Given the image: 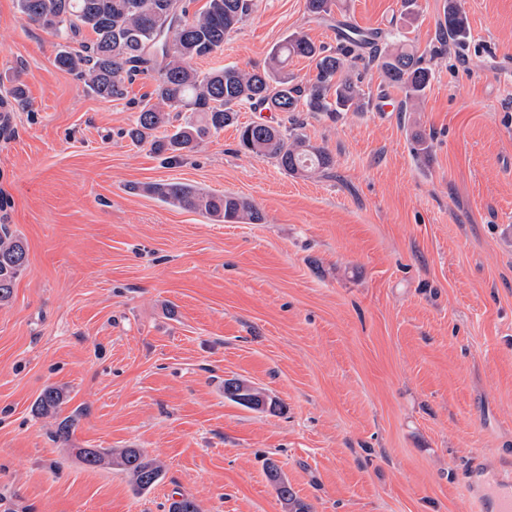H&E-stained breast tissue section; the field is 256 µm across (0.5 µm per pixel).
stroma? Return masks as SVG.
<instances>
[{"instance_id":"1","label":"stroma","mask_w":512,"mask_h":512,"mask_svg":"<svg viewBox=\"0 0 512 512\" xmlns=\"http://www.w3.org/2000/svg\"><path fill=\"white\" fill-rule=\"evenodd\" d=\"M446 0L405 30L432 80L413 112L300 113L332 170L292 176L225 127L176 163L126 134L153 80L105 102L55 64L58 38L0 0V224L28 261L0 304V512H284L274 459L312 512H465L472 455L512 469V0H459L470 37L432 56ZM401 0H256L198 73L264 67L293 32L387 31ZM23 84L24 101L10 90ZM431 148L416 157L413 132ZM190 184L249 199L258 224L140 192ZM238 379L277 411L224 396ZM54 386L69 441L33 405ZM77 448H139L162 480L136 493Z\"/></svg>"}]
</instances>
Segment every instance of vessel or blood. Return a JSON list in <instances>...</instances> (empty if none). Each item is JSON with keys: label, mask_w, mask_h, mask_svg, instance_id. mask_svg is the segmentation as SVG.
Here are the masks:
<instances>
[{"label": "vessel or blood", "mask_w": 512, "mask_h": 512, "mask_svg": "<svg viewBox=\"0 0 512 512\" xmlns=\"http://www.w3.org/2000/svg\"><path fill=\"white\" fill-rule=\"evenodd\" d=\"M475 512H512V471L491 470L481 457H474L462 480Z\"/></svg>", "instance_id": "vessel-or-blood-1"}]
</instances>
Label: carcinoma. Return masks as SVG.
I'll return each instance as SVG.
<instances>
[{
	"label": "carcinoma",
	"instance_id": "obj_1",
	"mask_svg": "<svg viewBox=\"0 0 512 512\" xmlns=\"http://www.w3.org/2000/svg\"><path fill=\"white\" fill-rule=\"evenodd\" d=\"M337 0H306V10L316 20L333 13ZM20 11L33 23L60 38H76L82 32L93 35L91 43L79 51L61 49L57 66L79 76L98 98H122L126 84L140 73H151L155 88L142 104L129 138L150 144L157 153L177 161L197 149L210 136L236 123L235 106L248 103L269 112H285L295 127L298 105L313 114L331 118L343 112L359 111L365 92L349 71L350 55L375 43L376 33L355 29L342 48L326 54L305 34L294 32L270 53L267 67L244 70L234 65L199 74L187 60L206 57L222 46L253 11L254 0H206L189 14L187 0H18ZM443 46L459 44L469 34L464 13L457 0H448L440 24ZM389 46L374 49L385 82L403 92L402 108L416 111L427 88L431 70L421 56L405 47L406 36L395 20H390ZM296 55L315 62L316 75L306 84L294 83L288 75V58ZM173 112H186L183 122L173 124ZM165 128L164 136L155 135ZM243 149L275 160L291 175H307L332 169L336 159L328 150L310 145L299 133L281 125L253 122L240 128ZM145 194L185 209L199 210L220 223L256 224L259 209L248 199L232 194H210L182 183H147L139 187ZM27 264L24 241L7 224H0V304L12 298L15 283ZM224 396L244 407L261 409L276 403L243 382L224 381ZM65 403L63 392L46 388L36 401L40 415L57 416ZM75 456L90 468L111 464L124 472L133 488L144 492L162 478L163 466L138 448L114 453L106 448H76ZM265 476L273 486L285 512H310L300 500L278 464L268 460Z\"/></svg>",
	"mask_w": 512,
	"mask_h": 512
}]
</instances>
